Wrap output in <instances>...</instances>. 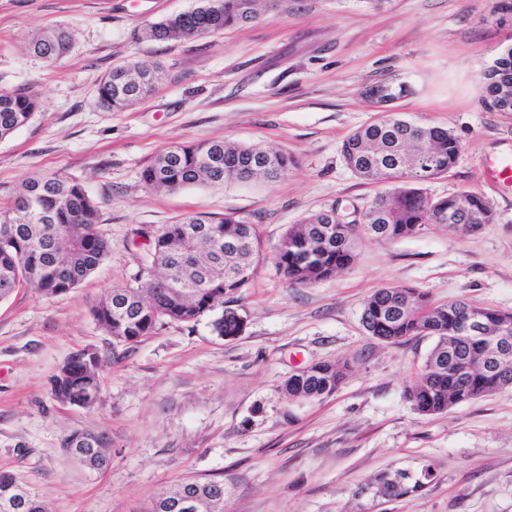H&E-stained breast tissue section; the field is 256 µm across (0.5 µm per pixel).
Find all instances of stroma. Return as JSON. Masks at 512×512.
Returning a JSON list of instances; mask_svg holds the SVG:
<instances>
[{"label": "stroma", "mask_w": 512, "mask_h": 512, "mask_svg": "<svg viewBox=\"0 0 512 512\" xmlns=\"http://www.w3.org/2000/svg\"><path fill=\"white\" fill-rule=\"evenodd\" d=\"M193 4L0 0V89L41 100L27 125L0 140V208L30 177L72 176L97 202L112 244L69 292L21 288L0 303V471L48 512H143L185 478L223 480L224 512H370L355 495L360 485L386 467L430 460L439 482L385 512H512V393L420 416L404 389L431 339L388 344L360 324L365 299L386 287L512 313V189L485 176L512 153V112L481 102L485 70L512 48V15L500 0H291L219 33L140 39L147 22ZM48 28L72 37L70 53L52 64L28 50ZM124 58L160 67L165 79L146 100L111 112L98 102V82ZM392 78L416 89L398 111L447 127L461 145L457 164L425 191L483 194L496 220L466 235L428 227L365 239L336 276L289 286L272 260L288 227L333 206L350 213L382 190L346 167L340 146L380 119L364 91ZM216 138L263 145L292 164L277 180L221 188L166 193L141 182L167 147ZM227 213L259 225L268 255L238 303L244 333L216 336L204 317L113 344L91 310L137 273L147 252L137 230ZM84 349L102 358L100 396L88 408L62 404L51 380ZM326 360L349 365L339 389L288 399V377ZM77 430L105 434L106 469L89 470L66 451Z\"/></svg>", "instance_id": "1"}]
</instances>
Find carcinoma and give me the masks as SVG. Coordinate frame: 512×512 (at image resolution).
<instances>
[{
	"label": "carcinoma",
	"mask_w": 512,
	"mask_h": 512,
	"mask_svg": "<svg viewBox=\"0 0 512 512\" xmlns=\"http://www.w3.org/2000/svg\"><path fill=\"white\" fill-rule=\"evenodd\" d=\"M243 0H214L185 11L180 20L149 23L143 36L166 41L202 37L244 25ZM71 46L64 30L35 35L32 52L49 62L56 52ZM140 62L128 59L105 74L97 88L100 104L123 111L147 95L138 83ZM482 101L496 112H512V54L496 58L484 74ZM382 95L395 103L414 94L406 80L379 82ZM41 102L35 95L0 92V139L25 126ZM461 145L447 128L415 124L396 113L361 126L344 140L341 153L347 167L359 178L387 183L389 188L367 204L362 218L330 219L323 210L291 226L278 249L275 263L291 285H309L335 276L354 260L355 241L361 235L380 240L411 237L428 225H461L460 232L479 229L495 220L492 205L481 194L461 191L433 198L420 182L446 173L456 163ZM288 156L254 145L238 147L222 139L178 144L159 153L141 172L153 189L178 191L188 185L222 186L232 181L275 179L288 172ZM98 206L75 178L53 174L33 177L21 186L13 206L0 210V226L10 225L9 239L0 237V302L18 288L31 286L47 295L77 287L104 262L111 249L98 230ZM335 224L344 235L327 237L322 227ZM266 259L262 232L233 214L219 218L183 216L158 229L149 242V264L140 268L134 283L112 289L92 309L101 329L115 344H133L168 323L189 327L223 306L211 322L220 337L238 336L237 309L259 266ZM481 321L482 335L466 329ZM363 328L387 343L427 337L433 340L423 367L404 395L421 416L446 413L481 397L512 389V344L500 350L499 370L482 369L485 353L498 347L497 337L512 338V320L502 312L465 301L435 303L429 294L413 288H382L364 302ZM101 357L95 351L68 358L65 374L52 379L58 401L90 407L100 394ZM347 363L324 361L307 376L293 375L284 383L290 398H318L336 392L346 377ZM387 468L371 485L389 498L402 500L417 481L402 485L388 481ZM11 497L8 512H44L30 491L8 472H0V496ZM211 499L224 512V481L186 480L153 499L145 512H201L197 502Z\"/></svg>",
	"instance_id": "carcinoma-1"
}]
</instances>
